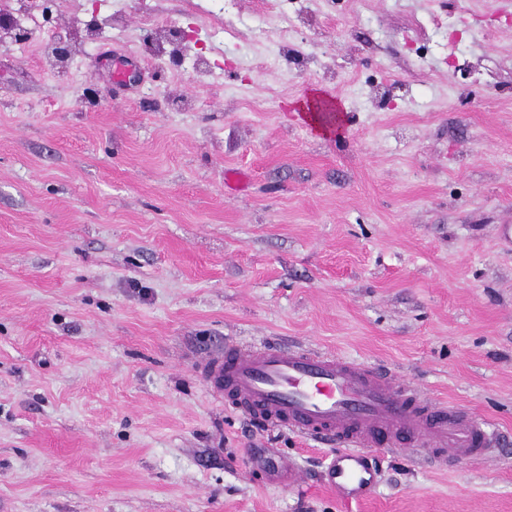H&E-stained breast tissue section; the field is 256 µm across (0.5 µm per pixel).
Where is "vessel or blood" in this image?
<instances>
[{
  "mask_svg": "<svg viewBox=\"0 0 512 512\" xmlns=\"http://www.w3.org/2000/svg\"><path fill=\"white\" fill-rule=\"evenodd\" d=\"M205 382L225 406L265 425L335 443L321 480L345 502L371 497L380 482V450L427 443L438 461L479 460L492 452L489 421L423 397L390 371L290 344L228 341L207 359ZM274 483L302 492L294 459L270 468Z\"/></svg>",
  "mask_w": 512,
  "mask_h": 512,
  "instance_id": "obj_1",
  "label": "vessel or blood"
}]
</instances>
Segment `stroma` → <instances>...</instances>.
<instances>
[{
  "instance_id": "35a3bbf8",
  "label": "stroma",
  "mask_w": 512,
  "mask_h": 512,
  "mask_svg": "<svg viewBox=\"0 0 512 512\" xmlns=\"http://www.w3.org/2000/svg\"><path fill=\"white\" fill-rule=\"evenodd\" d=\"M229 339L390 370L493 458L380 452L344 504L328 444L213 398ZM0 512H512V0H64L0 40ZM269 474L273 475V482L281 484L296 493L303 491V478L299 465L292 458H283L272 464Z\"/></svg>"
}]
</instances>
